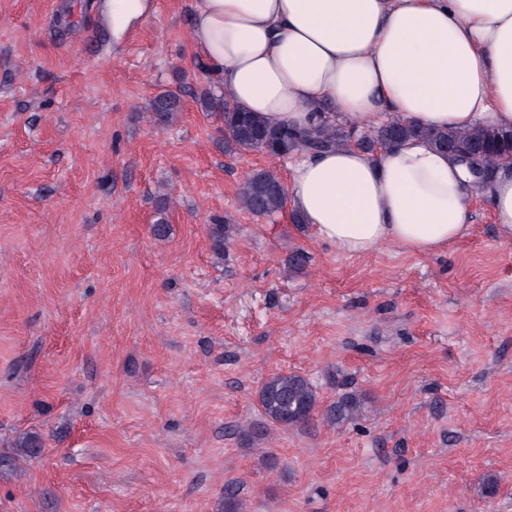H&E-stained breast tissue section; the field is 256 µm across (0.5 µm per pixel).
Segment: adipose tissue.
Here are the masks:
<instances>
[{"label": "adipose tissue", "mask_w": 512, "mask_h": 512, "mask_svg": "<svg viewBox=\"0 0 512 512\" xmlns=\"http://www.w3.org/2000/svg\"><path fill=\"white\" fill-rule=\"evenodd\" d=\"M151 8L98 5L116 34ZM190 41L224 99L269 122L512 128V0H196ZM288 193L339 251L393 243L433 254L467 233L477 190L448 154L410 139L375 156L352 144L304 154L289 165ZM484 193L512 238V159Z\"/></svg>", "instance_id": "obj_1"}]
</instances>
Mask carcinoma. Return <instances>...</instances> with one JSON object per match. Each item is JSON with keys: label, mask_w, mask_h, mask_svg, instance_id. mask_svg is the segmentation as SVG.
I'll return each mask as SVG.
<instances>
[{"label": "carcinoma", "mask_w": 512, "mask_h": 512, "mask_svg": "<svg viewBox=\"0 0 512 512\" xmlns=\"http://www.w3.org/2000/svg\"><path fill=\"white\" fill-rule=\"evenodd\" d=\"M199 104L202 111L221 117L224 149L228 152L257 151L280 158L295 151L313 152L354 140L364 151L376 155L417 137L450 155L474 156L479 169L490 178L501 160L512 157L511 128L483 124L457 131L392 119L358 137L353 128L337 122L303 130L263 121L209 90L201 94ZM179 111V100L174 96H161L152 105L154 120L162 124L171 123ZM240 201L254 215H272L285 206L287 190L277 173L258 170L244 182ZM258 399L266 424L284 428L306 423L318 404L314 385L296 373H278L267 378L259 389ZM360 406L356 395L346 394L325 410V419L331 425L343 423L355 418Z\"/></svg>", "instance_id": "cac0c4a2"}]
</instances>
